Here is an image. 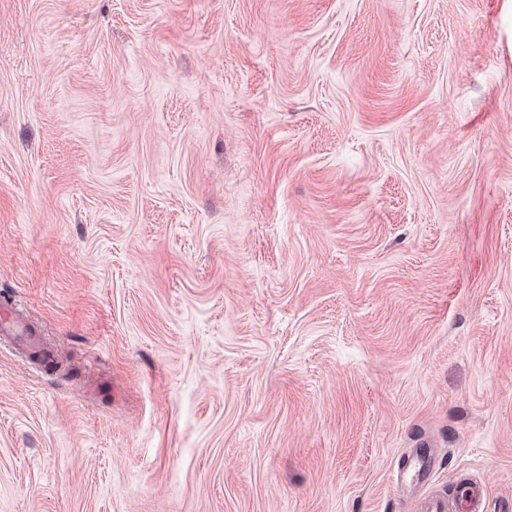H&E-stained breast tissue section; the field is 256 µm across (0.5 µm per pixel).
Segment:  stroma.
Listing matches in <instances>:
<instances>
[{
    "instance_id": "35a3bbf8",
    "label": "stroma",
    "mask_w": 512,
    "mask_h": 512,
    "mask_svg": "<svg viewBox=\"0 0 512 512\" xmlns=\"http://www.w3.org/2000/svg\"><path fill=\"white\" fill-rule=\"evenodd\" d=\"M0 512H512V0H0ZM0 345H21L28 353L46 347L42 336L35 335L34 329L21 315L19 308L6 297L0 301ZM435 456L431 448H411L399 460L396 485L402 489L404 485V472L411 474L417 485L426 484L435 475ZM486 498L483 484L469 476L460 477L451 497L447 493L434 491L420 495L413 508L414 512H479Z\"/></svg>"
}]
</instances>
